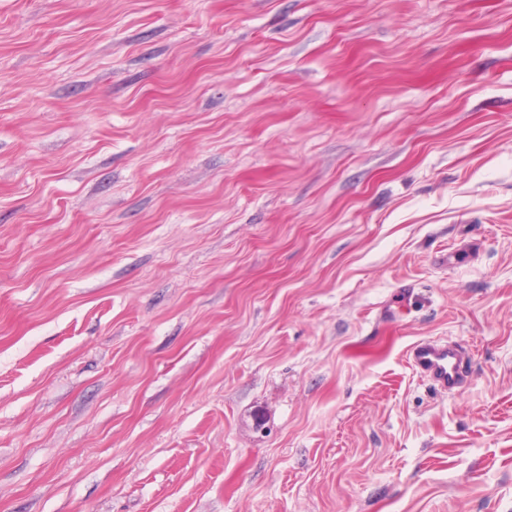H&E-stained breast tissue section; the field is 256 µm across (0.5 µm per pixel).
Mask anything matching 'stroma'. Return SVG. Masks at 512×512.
<instances>
[{"instance_id":"1","label":"stroma","mask_w":512,"mask_h":512,"mask_svg":"<svg viewBox=\"0 0 512 512\" xmlns=\"http://www.w3.org/2000/svg\"><path fill=\"white\" fill-rule=\"evenodd\" d=\"M0 512H512V0H0ZM409 361L415 370L443 391L452 392L464 385V358L454 345L432 340L418 342L409 352Z\"/></svg>"}]
</instances>
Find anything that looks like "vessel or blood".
I'll use <instances>...</instances> for the list:
<instances>
[{
  "label": "vessel or blood",
  "mask_w": 512,
  "mask_h": 512,
  "mask_svg": "<svg viewBox=\"0 0 512 512\" xmlns=\"http://www.w3.org/2000/svg\"><path fill=\"white\" fill-rule=\"evenodd\" d=\"M411 366L444 391L460 389L466 378L460 349L438 341H421L409 352Z\"/></svg>",
  "instance_id": "vessel-or-blood-1"
}]
</instances>
